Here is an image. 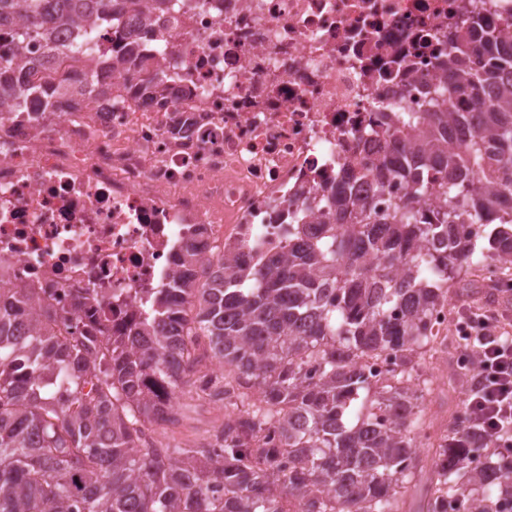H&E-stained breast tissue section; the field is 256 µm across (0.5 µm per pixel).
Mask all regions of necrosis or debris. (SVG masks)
Here are the masks:
<instances>
[{
  "instance_id": "4bbe7bcc",
  "label": "necrosis or debris",
  "mask_w": 512,
  "mask_h": 512,
  "mask_svg": "<svg viewBox=\"0 0 512 512\" xmlns=\"http://www.w3.org/2000/svg\"><path fill=\"white\" fill-rule=\"evenodd\" d=\"M463 0H183L178 15L120 19L149 68L181 76L157 100H81L111 64L68 59L77 31L22 43L35 83L66 86L47 111L0 110V289L100 335H123L194 241L219 256L286 253L281 214L368 151L369 122L402 102L461 20Z\"/></svg>"
}]
</instances>
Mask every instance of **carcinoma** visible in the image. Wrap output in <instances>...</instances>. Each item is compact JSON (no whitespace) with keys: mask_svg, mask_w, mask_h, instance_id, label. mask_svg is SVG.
<instances>
[{"mask_svg":"<svg viewBox=\"0 0 512 512\" xmlns=\"http://www.w3.org/2000/svg\"><path fill=\"white\" fill-rule=\"evenodd\" d=\"M142 1L161 12L180 3L0 0V105H53L54 90L20 81L14 47L58 27L112 21V67L125 69L136 52L115 13ZM442 45L426 109L384 115L369 131L380 149L288 214V253L247 266L223 255L199 282L185 248L177 277L123 336L76 323L63 336L65 317L37 294H0V512H284L285 499L298 512H402L397 487L420 464L430 392L412 383V355L471 265L512 267V18L478 11ZM74 52L100 60L90 31ZM166 75L131 73L126 93L139 98ZM455 85L465 101L450 109ZM376 173L386 179L375 196L353 191ZM202 349L227 373L192 380ZM370 352L392 357L377 377L358 363ZM189 383L235 413L222 454L142 439L146 422H178L172 397ZM270 426L282 447L258 440ZM489 447L451 427L421 512L460 497V512H497L512 463L469 466Z\"/></svg>","mask_w":512,"mask_h":512,"instance_id":"cac0c4a2","label":"carcinoma"}]
</instances>
